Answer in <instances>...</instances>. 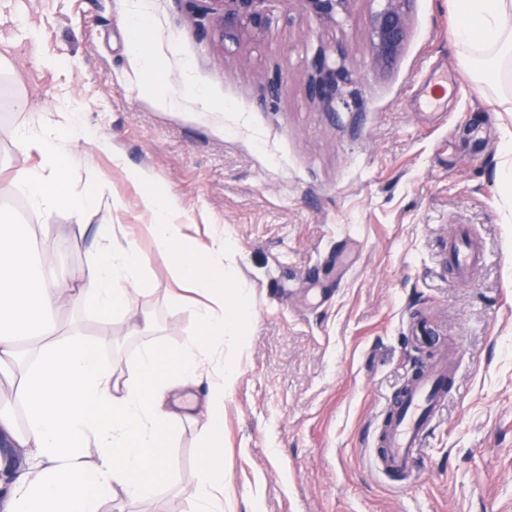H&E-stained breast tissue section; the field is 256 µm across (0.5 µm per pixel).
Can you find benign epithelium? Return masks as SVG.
Wrapping results in <instances>:
<instances>
[{
    "instance_id": "benign-epithelium-1",
    "label": "benign epithelium",
    "mask_w": 512,
    "mask_h": 512,
    "mask_svg": "<svg viewBox=\"0 0 512 512\" xmlns=\"http://www.w3.org/2000/svg\"><path fill=\"white\" fill-rule=\"evenodd\" d=\"M200 10V28L219 47L224 42H236L249 33L263 37L270 30L268 13L270 0H207ZM308 11L325 23L346 21L352 0H303ZM381 6L371 17L368 41L372 61L378 65L394 61L403 50L410 28L412 0H379ZM350 71L343 50L320 47L311 63L307 90L310 97L326 112L347 105Z\"/></svg>"
}]
</instances>
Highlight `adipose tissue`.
Returning a JSON list of instances; mask_svg holds the SVG:
<instances>
[{
  "instance_id": "ef3b65f1",
  "label": "adipose tissue",
  "mask_w": 512,
  "mask_h": 512,
  "mask_svg": "<svg viewBox=\"0 0 512 512\" xmlns=\"http://www.w3.org/2000/svg\"><path fill=\"white\" fill-rule=\"evenodd\" d=\"M454 7L460 21L451 38L460 67L482 81L512 87V0H455ZM86 138L111 152L108 138L77 129L67 109H57L52 119L31 113L17 142L38 162L17 169L7 192L41 214L98 205L105 182L77 199L65 180L73 147ZM142 203L155 246L170 257L176 282L204 295L207 303L197 310L195 331L180 350L144 348L129 376L106 368L100 342L79 332L45 344L27 370H16L20 338L51 318L62 298L83 302L103 319L129 314L142 262L109 224L91 271L80 279L63 275L48 260H34L29 226L0 211V379L11 394L9 407H0V434L20 457L0 480V512H99L102 500L117 493L151 498L171 477L170 439L184 418L176 395L204 381L209 392L199 424L195 512H221L219 426L237 374L226 364L212 376L203 363L243 347L247 293L227 261L232 249L222 233H215L206 249L192 247L174 222L179 207L172 191L146 193ZM91 443L98 452L92 463L85 453Z\"/></svg>"
}]
</instances>
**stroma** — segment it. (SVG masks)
I'll list each match as a JSON object with an SVG mask.
<instances>
[{
  "mask_svg": "<svg viewBox=\"0 0 512 512\" xmlns=\"http://www.w3.org/2000/svg\"><path fill=\"white\" fill-rule=\"evenodd\" d=\"M158 63L147 73L130 45L137 9ZM375 0L324 23L302 0H271L267 36L217 47L187 0H0V54L17 78L0 94V184L35 165L15 131L14 100L50 110L69 98L76 125L108 136L113 153L80 140L66 179L74 195L109 190L77 214L26 210L55 244L64 272L96 259L102 227L121 228L142 261L133 311L151 330L58 304V330L102 340L106 367L135 372L144 347L179 350L196 327L176 303L170 259L156 250L141 207L146 186L175 193L192 243L212 227L234 249L253 315L229 360L224 401V512H512V112L497 90L458 70L448 0H413L400 56L371 63ZM349 56L346 107L322 111L307 94L320 46ZM280 72V96L261 87ZM454 77L436 111L420 107L427 81ZM121 156L114 164L113 156ZM465 226L484 248L467 281L445 261ZM457 353L443 415L419 468L392 479L379 463L390 399L442 348ZM197 428L178 425L172 482L144 502L109 499L102 512H193Z\"/></svg>",
  "mask_w": 512,
  "mask_h": 512,
  "instance_id": "35a3bbf8",
  "label": "stroma"
}]
</instances>
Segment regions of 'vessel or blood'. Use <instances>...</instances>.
<instances>
[{
	"mask_svg": "<svg viewBox=\"0 0 512 512\" xmlns=\"http://www.w3.org/2000/svg\"><path fill=\"white\" fill-rule=\"evenodd\" d=\"M482 259L480 246L466 232L449 240L448 261L460 278H468ZM455 364L454 353H443L429 371L412 379L395 400V411L386 422L381 440L384 470L402 475L415 472L431 422L445 409Z\"/></svg>",
	"mask_w": 512,
	"mask_h": 512,
	"instance_id": "obj_1",
	"label": "vessel or blood"
}]
</instances>
